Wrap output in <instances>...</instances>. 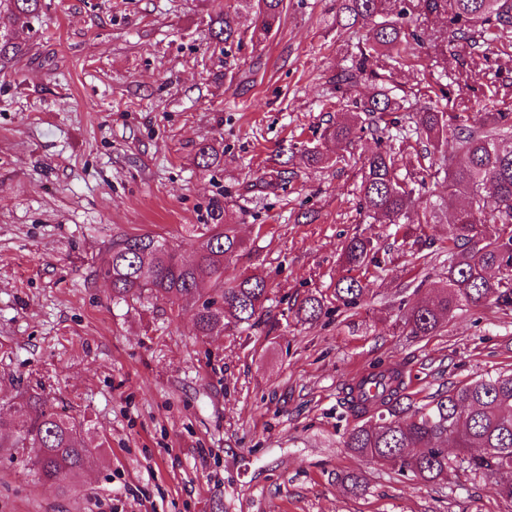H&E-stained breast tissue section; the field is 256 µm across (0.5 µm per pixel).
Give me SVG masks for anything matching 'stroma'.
I'll return each instance as SVG.
<instances>
[{
	"mask_svg": "<svg viewBox=\"0 0 512 512\" xmlns=\"http://www.w3.org/2000/svg\"><path fill=\"white\" fill-rule=\"evenodd\" d=\"M42 3L16 31L27 55L0 71V416L16 390L37 389L105 447L68 497L0 456V512H512L487 482H421L345 448L344 387L371 362L403 364L423 396L511 369L512 313L467 307L407 335L397 315L434 295L451 216L419 245L372 223L358 184L375 139L323 137L343 105L386 84L406 105L391 135L429 165L414 111L439 88L449 111H476L489 82L512 86V54L493 42L480 58L459 41L442 62L446 21L419 6L404 21L420 37L410 60L375 58L340 90L369 30L337 27L336 0H285L260 45L248 0ZM219 4L238 27L221 48L208 36ZM205 140L223 143V166L197 167ZM306 145L346 160L310 167ZM214 197L251 248L226 274L270 278V321L201 338L190 309L113 304L100 275L113 240L149 232L192 257L187 227L207 223ZM356 233L386 251L385 271L355 311L297 322L294 302L332 297Z\"/></svg>",
	"mask_w": 512,
	"mask_h": 512,
	"instance_id": "stroma-1",
	"label": "stroma"
}]
</instances>
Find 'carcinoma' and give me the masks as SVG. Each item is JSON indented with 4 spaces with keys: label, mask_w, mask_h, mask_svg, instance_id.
I'll return each mask as SVG.
<instances>
[{
    "label": "carcinoma",
    "mask_w": 512,
    "mask_h": 512,
    "mask_svg": "<svg viewBox=\"0 0 512 512\" xmlns=\"http://www.w3.org/2000/svg\"><path fill=\"white\" fill-rule=\"evenodd\" d=\"M409 0H338L336 18L349 29L371 27L372 37L358 62L344 70L340 82L355 86L374 54L387 50L402 58L411 50L414 32L399 22ZM41 0H0V65L22 55L13 30L38 16ZM431 13L448 17L443 40L450 45L463 38L480 52L491 36L512 33V0H424ZM252 37L262 44L279 24L284 0H255ZM208 28L214 44L235 39L237 28L230 12L210 16ZM489 112L450 113L445 96L435 95L415 113L414 133L426 139L440 155L435 169L420 168L401 174L399 153L380 149L364 158L360 167L359 208L372 218L392 224L408 234L405 219L414 199L415 185L439 176L447 183V198L429 201L417 215L420 231L437 223L438 211L460 199L455 223L448 236V270L435 298L401 310L400 323L411 336H429L452 317L472 305L512 310V102L491 92ZM371 117L370 131L384 139L389 125L384 116L402 108L386 88L355 102ZM357 116L344 113L329 123L325 135L352 144ZM200 168H219L224 149L213 140L199 144L195 154ZM198 238L195 257L181 259L175 245L150 233L125 235L112 242V255L104 275L118 303L166 300L194 309L196 335L206 337L228 325L249 330L268 315L271 288L262 277H224L226 264L242 256L247 246L226 217L224 203L210 205V222L191 224ZM347 274L336 283L335 311L358 307L367 279L356 271L380 269L386 259L373 251L369 239L355 235L343 246ZM330 314L323 296L308 295L296 304L294 316L302 323ZM410 373L402 365L383 360L372 363L347 384L343 407L356 419L376 414L379 423L354 426L345 447L371 462L401 475L412 473L434 482L447 473H462L490 482L493 494L512 503V370L481 376L415 399L409 392ZM20 411L3 428L0 454L24 457L25 466L43 484L62 495L80 486L86 464L104 448L91 427L70 416L66 408L36 390L18 395Z\"/></svg>",
    "instance_id": "obj_1"
}]
</instances>
